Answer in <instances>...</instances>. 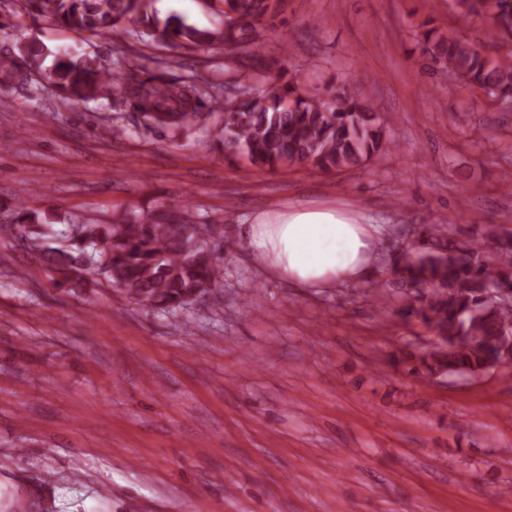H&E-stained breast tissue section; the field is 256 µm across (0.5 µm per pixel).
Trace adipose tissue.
<instances>
[{
    "instance_id": "1",
    "label": "adipose tissue",
    "mask_w": 512,
    "mask_h": 512,
    "mask_svg": "<svg viewBox=\"0 0 512 512\" xmlns=\"http://www.w3.org/2000/svg\"><path fill=\"white\" fill-rule=\"evenodd\" d=\"M245 235L252 254L297 288H325L336 279L366 282L375 237L352 210L291 206L257 214Z\"/></svg>"
}]
</instances>
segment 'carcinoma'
Here are the masks:
<instances>
[{"instance_id": "cac0c4a2", "label": "carcinoma", "mask_w": 512, "mask_h": 512, "mask_svg": "<svg viewBox=\"0 0 512 512\" xmlns=\"http://www.w3.org/2000/svg\"><path fill=\"white\" fill-rule=\"evenodd\" d=\"M457 20L487 22L484 39H467L457 30L439 32L423 23L420 45L444 78L465 84L474 99L512 104V0H452ZM222 27L198 28L180 16L164 19L149 11L150 0H14L15 13L42 18L77 34L106 36L116 28L135 40L144 37L191 48L219 42L237 65L254 66L256 26L285 11L287 0H222ZM0 88L33 73L38 85L69 102L131 98L146 131L178 136L196 125L204 99H218L209 84L180 85L162 75L139 78L145 68L128 65L116 78L93 52L51 53L39 40L18 48V56L0 57ZM224 119L216 137L222 153L247 160L261 170L277 171L313 165L321 169L358 167L386 153L384 121L374 104L337 88L325 96H309L284 79L267 76L260 86L238 80L224 87ZM155 209L123 216L110 224H82L61 232L66 249L45 239L52 214L20 207L11 230L41 253L54 282L78 281L90 268L135 303L163 312L186 309L202 301L223 279L224 257L209 245L213 227L197 223L187 207ZM394 274L415 290L400 313L420 320L448 343L418 355L411 374H477L499 347L500 336L512 332V303L491 305L485 295L512 286V237H496L486 250L458 248L430 239L407 247Z\"/></svg>"}]
</instances>
